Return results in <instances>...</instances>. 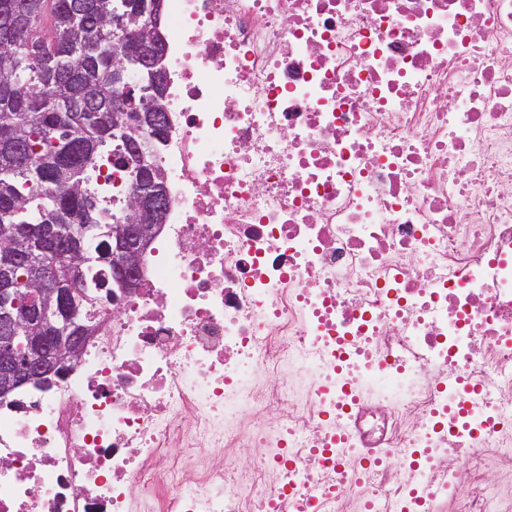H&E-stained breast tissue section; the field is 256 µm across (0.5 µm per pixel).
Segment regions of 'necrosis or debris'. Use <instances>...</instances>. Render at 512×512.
I'll return each mask as SVG.
<instances>
[{"label": "necrosis or debris", "mask_w": 512, "mask_h": 512, "mask_svg": "<svg viewBox=\"0 0 512 512\" xmlns=\"http://www.w3.org/2000/svg\"><path fill=\"white\" fill-rule=\"evenodd\" d=\"M164 2L165 221L0 512H512V0Z\"/></svg>", "instance_id": "1"}]
</instances>
